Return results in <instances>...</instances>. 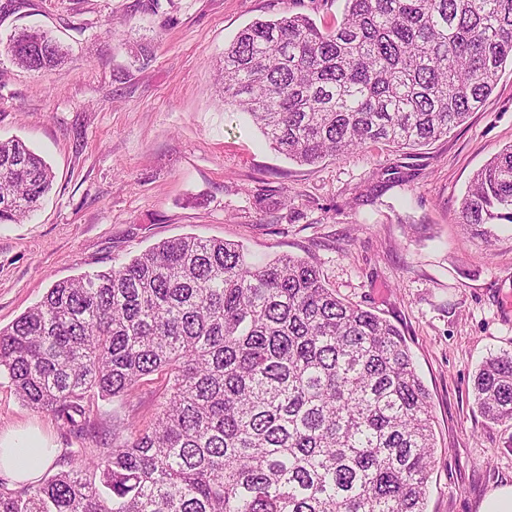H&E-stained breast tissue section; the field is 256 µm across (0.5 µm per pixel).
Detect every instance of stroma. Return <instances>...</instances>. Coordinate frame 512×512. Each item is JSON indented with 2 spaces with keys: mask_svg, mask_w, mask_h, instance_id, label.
Returning <instances> with one entry per match:
<instances>
[{
  "mask_svg": "<svg viewBox=\"0 0 512 512\" xmlns=\"http://www.w3.org/2000/svg\"><path fill=\"white\" fill-rule=\"evenodd\" d=\"M345 0H0V139L21 138L51 166L31 221L0 224V327L52 284L109 268L162 241L197 235L242 244L257 260H308L344 301L401 330L429 393L435 452L426 512H478L512 484V422L478 412L472 378L512 352V223L490 238L466 229L460 202L474 173L512 145V67L480 110L418 149L377 143L314 165L272 150L224 104V49L258 18L303 14L321 27ZM36 28L67 49L48 71L20 68L10 36ZM166 394L145 377L112 406L87 398L79 443L0 376V434L41 429L97 458L112 424H150Z\"/></svg>",
  "mask_w": 512,
  "mask_h": 512,
  "instance_id": "1",
  "label": "stroma"
}]
</instances>
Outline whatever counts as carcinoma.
<instances>
[{
	"instance_id": "carcinoma-1",
	"label": "carcinoma",
	"mask_w": 512,
	"mask_h": 512,
	"mask_svg": "<svg viewBox=\"0 0 512 512\" xmlns=\"http://www.w3.org/2000/svg\"><path fill=\"white\" fill-rule=\"evenodd\" d=\"M6 51L40 72L65 55L43 32ZM512 62V0H345L340 22L257 19L224 49V104L270 146L312 165L372 143L421 147L460 125ZM45 160L0 140V224L52 187ZM462 223H512V145L473 176ZM160 373L154 422L20 491L0 512H425L435 449L429 394L400 331L345 302L291 256L186 235L127 263L54 283L0 328V376L20 399L86 432L87 393L123 401ZM473 391L512 421V352Z\"/></svg>"
}]
</instances>
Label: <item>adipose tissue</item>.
<instances>
[{"label": "adipose tissue", "mask_w": 512, "mask_h": 512, "mask_svg": "<svg viewBox=\"0 0 512 512\" xmlns=\"http://www.w3.org/2000/svg\"><path fill=\"white\" fill-rule=\"evenodd\" d=\"M56 453V448L36 429H19L0 436V476L19 484H37Z\"/></svg>", "instance_id": "ef3b65f1"}]
</instances>
